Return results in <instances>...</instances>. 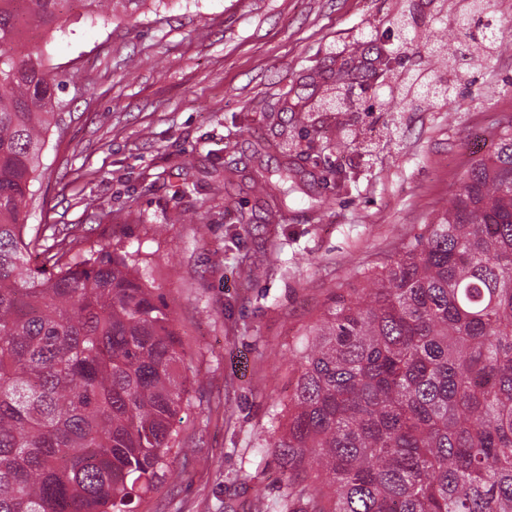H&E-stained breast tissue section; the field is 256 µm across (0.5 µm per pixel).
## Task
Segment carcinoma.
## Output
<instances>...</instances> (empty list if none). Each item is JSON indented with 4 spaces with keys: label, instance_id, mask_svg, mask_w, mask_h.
<instances>
[{
    "label": "carcinoma",
    "instance_id": "1",
    "mask_svg": "<svg viewBox=\"0 0 512 512\" xmlns=\"http://www.w3.org/2000/svg\"><path fill=\"white\" fill-rule=\"evenodd\" d=\"M69 2L0 0V512H134L189 452L185 352L139 252L27 231L61 101L26 27L53 38ZM455 25L476 57L499 51L484 0ZM271 448L283 512H512V114L448 208L307 330Z\"/></svg>",
    "mask_w": 512,
    "mask_h": 512
}]
</instances>
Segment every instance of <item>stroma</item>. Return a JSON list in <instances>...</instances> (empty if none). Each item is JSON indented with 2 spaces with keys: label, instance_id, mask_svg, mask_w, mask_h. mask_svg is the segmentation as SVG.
<instances>
[{
  "label": "stroma",
  "instance_id": "obj_1",
  "mask_svg": "<svg viewBox=\"0 0 512 512\" xmlns=\"http://www.w3.org/2000/svg\"><path fill=\"white\" fill-rule=\"evenodd\" d=\"M487 7L502 47L469 64L427 48L456 35L441 0H147L130 18L75 6L53 41L34 38L67 129L43 153L28 223L139 251L187 352L176 430L195 456L173 457L136 512H281L268 445L306 330L447 207L512 113V0ZM405 9L407 55L336 110L337 69L395 48ZM409 68L453 94L365 117ZM282 163L298 175L270 215L249 178Z\"/></svg>",
  "mask_w": 512,
  "mask_h": 512
}]
</instances>
